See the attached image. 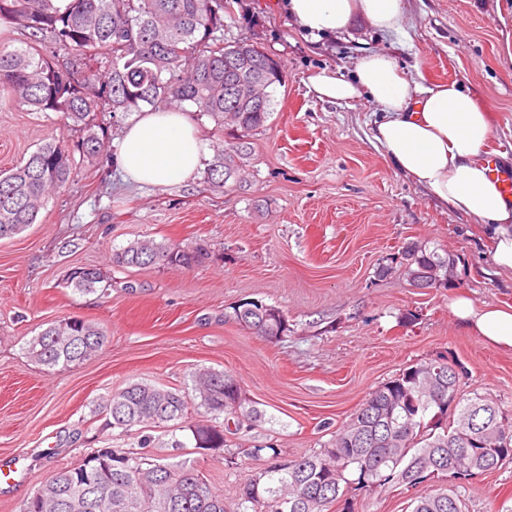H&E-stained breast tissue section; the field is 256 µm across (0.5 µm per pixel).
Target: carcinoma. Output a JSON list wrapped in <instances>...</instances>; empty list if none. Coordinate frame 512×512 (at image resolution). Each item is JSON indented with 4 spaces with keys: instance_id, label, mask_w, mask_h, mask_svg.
Returning <instances> with one entry per match:
<instances>
[{
    "instance_id": "cac0c4a2",
    "label": "carcinoma",
    "mask_w": 512,
    "mask_h": 512,
    "mask_svg": "<svg viewBox=\"0 0 512 512\" xmlns=\"http://www.w3.org/2000/svg\"><path fill=\"white\" fill-rule=\"evenodd\" d=\"M0 0V22L28 35L20 47L0 45V103L17 101L34 112H55L82 133L73 148L61 141L39 146L22 164L0 174V239L35 223L50 191L66 186L77 168L75 155L90 162L105 147L99 112H134L173 103L218 119L243 141L216 155L207 172L216 188L242 187L248 156L244 138L266 126L273 112L272 90L282 83L279 62L248 38L224 42V0ZM206 255L201 246L141 240L112 256L122 267L163 264L190 267ZM451 259L414 246L402 252L417 288H436ZM105 274L76 267L66 287L95 293ZM239 325L278 339L288 331L279 308L246 301L233 308ZM104 332L80 317L51 322L28 345L38 364L69 368L102 347ZM236 380L201 370L194 377L199 406L213 416L241 424L264 413L246 401L235 403ZM460 378L441 354L418 361L370 390L350 419L323 447L282 462L273 446L230 448L224 430L207 420H188L189 394L143 381H129L98 405L105 426L130 436L140 430L184 425L194 447L224 451V465L240 455L271 463L243 485L236 512H355L353 498L387 488L415 489L440 478H457L453 460L466 451L476 473H491L512 460V419L490 398L473 394L456 400ZM454 408H449L451 402ZM456 417L448 420V410ZM497 433L496 447L478 438L485 427ZM411 512H467L466 486L450 484L411 499ZM21 512H226L218 493L197 466L150 460L124 448H100L41 481Z\"/></svg>"
}]
</instances>
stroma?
Wrapping results in <instances>:
<instances>
[{"label":"stroma","mask_w":512,"mask_h":512,"mask_svg":"<svg viewBox=\"0 0 512 512\" xmlns=\"http://www.w3.org/2000/svg\"><path fill=\"white\" fill-rule=\"evenodd\" d=\"M246 36L283 66L266 127L249 136L244 189H217L204 173L172 187L140 185L107 160L133 112L99 114L105 148L52 195L35 224L0 240V512H20L40 481L96 448L136 449L93 416L99 397L131 380L190 387L208 368L232 375L265 413L241 426L235 448L268 443L292 460L328 441L365 395L401 369L444 353L464 369L460 390L512 411V348H494L449 310L457 294L512 305V273L488 255L487 230L398 173L371 140L377 105L318 100L309 75L352 79L360 56L387 50L422 83L459 81L492 112L491 148L512 170V0H405L402 32L354 19L342 33L300 31L281 0H228L224 39ZM80 133L54 112L0 105V171L50 139ZM204 245L189 268L118 267L130 242ZM418 245L453 258L448 285L417 288L393 259ZM95 266L110 285L66 288L74 267ZM278 307L288 331L269 341L232 317L238 304ZM416 321H408L407 313ZM76 316L106 334L99 352L71 368L44 369L26 355L47 323ZM150 457L190 461L234 506L265 467L221 452L173 448L150 431ZM468 512H512V461L467 485Z\"/></svg>","instance_id":"stroma-1"}]
</instances>
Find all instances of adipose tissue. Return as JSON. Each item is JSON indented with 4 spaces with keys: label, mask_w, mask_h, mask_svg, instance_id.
<instances>
[{
    "label": "adipose tissue",
    "mask_w": 512,
    "mask_h": 512,
    "mask_svg": "<svg viewBox=\"0 0 512 512\" xmlns=\"http://www.w3.org/2000/svg\"><path fill=\"white\" fill-rule=\"evenodd\" d=\"M295 24L312 35L345 31L361 18L380 31H401L404 0H284ZM314 95L328 102L370 97L382 108L372 139L398 172L457 214L489 231L492 264L512 272V197L489 174L485 160L492 127L488 111L457 82L422 85L387 51L364 53L355 77L320 71L308 78ZM205 147L190 113L147 110L125 128L116 163L141 184L171 186L193 177ZM452 314L492 347L512 348V307L477 304L459 296Z\"/></svg>",
    "instance_id": "ef3b65f1"
}]
</instances>
